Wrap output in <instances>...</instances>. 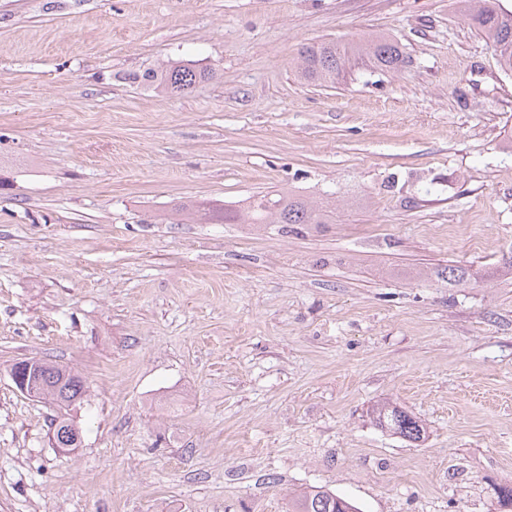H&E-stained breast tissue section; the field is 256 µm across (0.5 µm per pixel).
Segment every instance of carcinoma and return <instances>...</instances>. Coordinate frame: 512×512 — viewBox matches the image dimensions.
<instances>
[{
  "mask_svg": "<svg viewBox=\"0 0 512 512\" xmlns=\"http://www.w3.org/2000/svg\"><path fill=\"white\" fill-rule=\"evenodd\" d=\"M463 19L494 49L501 68L512 72V12L499 0H459ZM405 63L397 42L385 35H374L356 42L320 40L304 44L296 61L298 73L311 84L334 85L361 69L395 72ZM214 77L210 68H201L190 60L172 62L158 70L150 69L139 79L159 91L185 93ZM188 215L204 224H331L334 210L327 202H312L302 195L277 191L256 195L240 209L226 208L214 202H200L188 209ZM435 277L450 285L467 280L469 272L461 266L446 265L433 271ZM44 399L63 413L52 419L50 428L58 432L71 423L64 411L82 402L86 393L83 379L70 369L39 363ZM372 417L385 430L409 441L418 442L426 430L416 417L389 402L372 407ZM290 512H361L352 500L321 488L304 491L291 499Z\"/></svg>",
  "mask_w": 512,
  "mask_h": 512,
  "instance_id": "carcinoma-1",
  "label": "carcinoma"
}]
</instances>
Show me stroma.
Segmentation results:
<instances>
[{
	"mask_svg": "<svg viewBox=\"0 0 512 512\" xmlns=\"http://www.w3.org/2000/svg\"><path fill=\"white\" fill-rule=\"evenodd\" d=\"M376 34L398 72L298 78ZM169 59L216 76L134 82ZM273 190L334 222L170 217ZM509 253L512 75L455 0H0V512H512ZM26 358L85 381L75 452ZM11 371V377L17 389L31 397L41 398L42 394L35 385L37 364L34 360L23 359ZM372 417L385 430L409 441L424 439L426 430L416 417L389 402L377 403L372 407ZM291 512H361L352 500L322 488L304 491L291 499Z\"/></svg>",
	"mask_w": 512,
	"mask_h": 512,
	"instance_id": "35a3bbf8",
	"label": "stroma"
}]
</instances>
